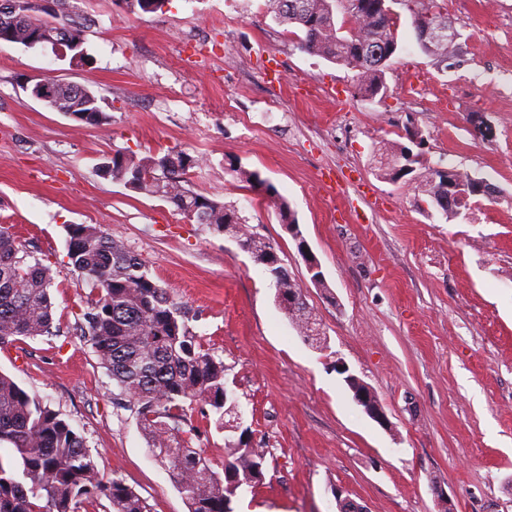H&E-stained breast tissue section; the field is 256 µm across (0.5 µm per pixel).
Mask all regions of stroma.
<instances>
[{
  "label": "stroma",
  "mask_w": 512,
  "mask_h": 512,
  "mask_svg": "<svg viewBox=\"0 0 512 512\" xmlns=\"http://www.w3.org/2000/svg\"><path fill=\"white\" fill-rule=\"evenodd\" d=\"M453 68L424 53L408 6L385 96L356 73L300 51L265 0H68L90 61L0 44V224L55 272L53 333L0 346V371L80 432L105 477L151 512H188L151 459L133 411L80 331L90 298L66 227L100 224L168 288L200 344L216 351L241 406L233 439L266 452L265 478L234 512H512V0H446ZM54 77L94 91L93 126L25 88ZM494 130L481 137L473 116ZM418 129L423 164L466 169L499 197L443 218L413 176L375 157ZM185 151L189 187L234 207L271 242L320 327L305 341L262 265L172 204L103 178L114 153ZM259 172L294 212L318 258L315 284L279 211L236 177ZM343 361L390 422L365 415L334 369Z\"/></svg>",
  "instance_id": "stroma-1"
}]
</instances>
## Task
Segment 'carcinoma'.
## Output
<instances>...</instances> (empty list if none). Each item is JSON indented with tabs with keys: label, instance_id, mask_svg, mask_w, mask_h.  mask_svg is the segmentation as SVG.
Masks as SVG:
<instances>
[{
	"label": "carcinoma",
	"instance_id": "cac0c4a2",
	"mask_svg": "<svg viewBox=\"0 0 512 512\" xmlns=\"http://www.w3.org/2000/svg\"><path fill=\"white\" fill-rule=\"evenodd\" d=\"M26 12L28 23L12 22L0 10V42L23 45L84 47L85 28L51 0L48 10L31 0H13ZM396 0H351V8L336 27L338 0H266V13L279 25H293L298 48L306 53L358 71L356 90L363 97L385 93V74L398 50L399 17ZM412 25L421 50L446 63L448 17L439 0L414 13ZM55 108L71 111L78 120L104 126L109 117L100 98L85 88L78 92L58 81ZM405 147L378 154L382 175L398 180L396 172ZM195 160L183 151L139 160L115 154L99 166L100 174L131 189L158 197L217 232L235 238L254 261L265 266L275 290L285 295L302 292L288 270L276 262L275 248L248 233L236 210L188 188V170ZM239 179L265 192L279 209L283 223L298 225L288 204L256 171L237 169ZM453 177L468 187L467 194L448 197L445 182ZM485 178L458 168L425 167L416 181L417 192L430 198L445 218L487 194ZM68 256L80 278L98 292L79 314L83 335L95 349L98 362L116 383L115 404L134 410L155 461L172 475L189 512H233L232 498L244 485L264 479L262 455L255 448L234 447L224 439V465L214 464L190 447L197 428L183 432L184 404H200L205 418L224 429L227 394L224 361L204 349L189 319L167 289L153 281L143 264L110 237L101 224H69ZM51 266L16 244L9 228L0 225V344L11 339L52 334ZM300 334L313 338L316 315L303 321L291 310ZM0 512H84L86 505L106 498L111 512H150L140 495L115 477L101 476L84 437L58 413L30 395L8 374L0 372Z\"/></svg>",
	"mask_w": 512,
	"mask_h": 512
}]
</instances>
